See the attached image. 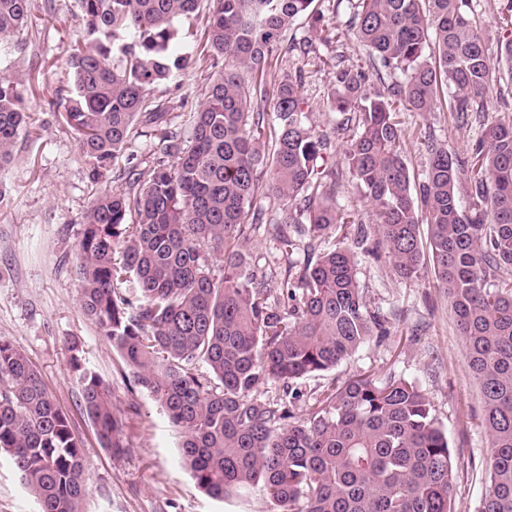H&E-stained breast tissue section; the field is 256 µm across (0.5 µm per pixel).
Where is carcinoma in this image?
I'll return each mask as SVG.
<instances>
[{
  "label": "carcinoma",
  "mask_w": 512,
  "mask_h": 512,
  "mask_svg": "<svg viewBox=\"0 0 512 512\" xmlns=\"http://www.w3.org/2000/svg\"><path fill=\"white\" fill-rule=\"evenodd\" d=\"M200 2L78 0L83 31L55 96L80 157L98 180L137 125L156 145L147 179L132 167L117 171L121 187L97 195L84 215L83 313L183 434L181 456L209 496L257 491L272 512H452L455 450L415 382L369 371L333 379L305 414L293 411L298 379L390 335L388 318L363 297L357 250L374 240L405 283L426 257L481 395L489 453L478 512H512V281L502 276L512 268V120L487 109L499 68L512 70V4L499 17L493 56L472 0H332L334 13L346 6L342 26L312 9L314 0H210L206 44L224 67L184 128L149 94L189 66L174 23ZM32 13V0H0V168L42 129L9 73ZM301 18L304 33L287 36ZM350 35L366 50L363 66L346 64L339 50ZM321 45L337 51L322 54ZM281 53L302 66L278 79L271 124L252 107L266 90L241 74H265ZM307 65L332 75L330 133L311 123ZM373 79L384 91L371 96ZM443 96L457 123L474 118L483 133L459 155L417 131L429 162L416 183L399 114L430 112ZM345 172L375 223L336 205ZM260 192L288 205L266 221L251 210ZM264 222L289 257H307L298 278L281 283L278 303L246 255L253 226ZM71 369L100 445L124 453L109 383L77 356ZM268 381L286 398L257 396ZM0 452L38 512H82L83 442L30 358L2 338Z\"/></svg>",
  "instance_id": "obj_1"
}]
</instances>
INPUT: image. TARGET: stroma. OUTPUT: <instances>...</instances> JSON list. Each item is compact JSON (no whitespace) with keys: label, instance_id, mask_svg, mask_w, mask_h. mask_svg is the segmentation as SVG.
<instances>
[{"label":"stroma","instance_id":"1","mask_svg":"<svg viewBox=\"0 0 512 512\" xmlns=\"http://www.w3.org/2000/svg\"><path fill=\"white\" fill-rule=\"evenodd\" d=\"M27 47L11 72L26 102L39 112V139L0 170L8 190L0 204V338L11 340L38 368L47 388L84 442L88 493L83 512H268L257 493L224 500L201 492L179 457L181 436L160 406L137 388L111 343L79 305L75 267L83 216L94 197L115 188L113 177L99 180L79 155L74 132L55 118L54 90L66 71L67 51L82 29L76 0H36ZM206 9L178 23L177 41L190 66L155 85L150 97L169 112L189 118L205 100L213 60L205 47ZM38 80H31L32 69ZM327 72L309 67L302 88L318 128L333 123L326 102ZM405 132L423 129L456 151L481 134L472 124L456 127L447 105L420 114L401 113ZM250 261L278 290L288 277V257L271 241L265 226L252 233ZM358 279L370 309L388 316L389 336L372 339L328 375L299 379L303 392L296 413H305L319 385L370 370L416 381L456 451L452 492L454 512H477L485 492L487 436L478 388L464 363V347L447 295L430 273L414 284L400 282L387 261L360 256ZM79 357L112 388L129 447L111 455L80 406L81 387L70 367ZM0 512H36L7 455H0Z\"/></svg>","mask_w":512,"mask_h":512}]
</instances>
